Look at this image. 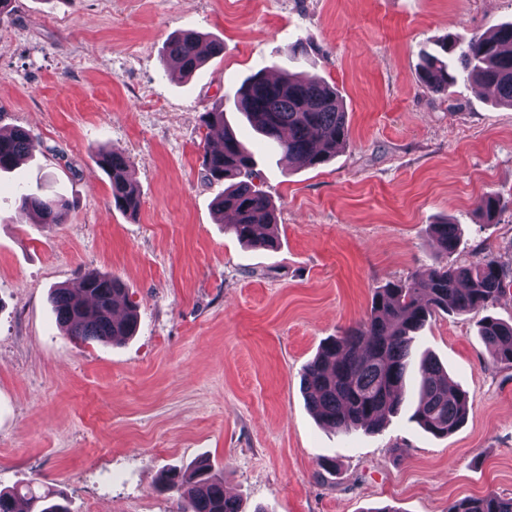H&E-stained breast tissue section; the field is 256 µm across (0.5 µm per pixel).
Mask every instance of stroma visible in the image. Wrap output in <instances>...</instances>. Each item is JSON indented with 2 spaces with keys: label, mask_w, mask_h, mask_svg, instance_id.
<instances>
[{
  "label": "stroma",
  "mask_w": 512,
  "mask_h": 512,
  "mask_svg": "<svg viewBox=\"0 0 512 512\" xmlns=\"http://www.w3.org/2000/svg\"><path fill=\"white\" fill-rule=\"evenodd\" d=\"M507 22L512 0H14L0 131L35 140L0 172V490L50 488L71 512H178L156 489L162 471L206 457L245 512H448L512 496V367L494 364L478 314H437L415 343L468 396L449 436L412 421V377L376 434L321 427L301 389L377 288L435 266L432 225L462 226L455 262L512 267V108L464 80L432 92L417 79L423 54ZM186 28L224 44L188 77L163 62ZM283 67L335 87L347 114L349 139L322 165L292 167L237 110L248 78ZM218 104L277 209L276 248L217 219L202 114ZM103 148L129 158L137 214L113 206ZM21 189L68 199L65 223L26 220ZM488 194L506 204L492 224ZM90 272L123 281L135 336L60 329L52 289ZM448 512H512V497L496 492L478 498L465 497L451 505Z\"/></svg>",
  "instance_id": "1"
}]
</instances>
